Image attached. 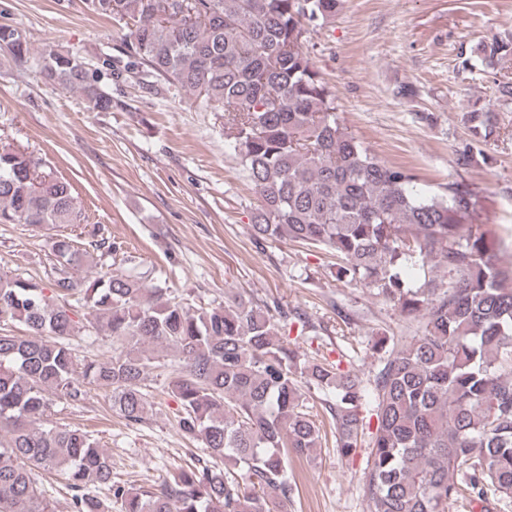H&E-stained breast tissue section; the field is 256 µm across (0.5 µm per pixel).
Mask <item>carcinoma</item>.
<instances>
[{
	"label": "carcinoma",
	"mask_w": 512,
	"mask_h": 512,
	"mask_svg": "<svg viewBox=\"0 0 512 512\" xmlns=\"http://www.w3.org/2000/svg\"><path fill=\"white\" fill-rule=\"evenodd\" d=\"M340 0H87L122 21L130 65L106 59L118 81L184 90L199 109L224 113V135L258 193V239L326 251L336 278L373 288L420 324L421 334L385 347L374 375L377 428L365 495L370 512H447L468 493L512 500V263L469 223L476 194L459 182L429 195L408 167L371 156L341 122L335 95L308 50L310 30ZM0 51L31 54L23 31L0 25ZM512 35L483 45L481 71L497 78ZM42 78L82 93L94 112L112 95L78 57L53 50ZM473 134H493L490 112H471ZM83 213L71 184L43 158L0 141V224L56 228L51 288L0 274V512H55L39 470L64 476L70 512H285L294 494L288 455L311 457L322 435L306 392L322 400L347 456L363 430L361 381L340 364L306 359L284 339L275 304L236 294L195 306L150 270L114 271L78 245ZM419 266L411 285L402 269ZM92 319L80 324L71 301ZM120 352L102 360L72 343L86 327ZM171 368L178 426L208 459L157 485L112 480V462L81 428L48 423L53 401L76 403L90 387L110 392L127 424L144 420L148 378ZM104 484L105 503L91 493Z\"/></svg>",
	"instance_id": "carcinoma-1"
}]
</instances>
